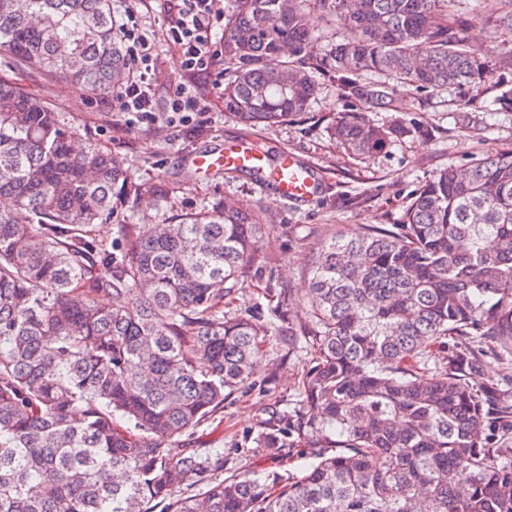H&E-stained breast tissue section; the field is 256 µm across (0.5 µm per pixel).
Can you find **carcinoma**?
I'll return each mask as SVG.
<instances>
[{"label": "carcinoma", "mask_w": 512, "mask_h": 512, "mask_svg": "<svg viewBox=\"0 0 512 512\" xmlns=\"http://www.w3.org/2000/svg\"><path fill=\"white\" fill-rule=\"evenodd\" d=\"M450 0H224V111L246 128L309 109L317 75L349 109L348 153L412 132L354 109L397 91L496 86L512 52L476 53ZM349 36L312 57L310 11ZM112 0H0V56L104 92L125 73ZM370 76L381 80L369 82ZM0 76V512H512V397L482 381L486 338L512 359V148L442 168L393 229L335 235L312 261L306 320L224 313L269 225L230 202L90 236L150 193L112 151ZM309 342L298 431L320 453L295 481L217 477L179 438L252 383L262 343ZM438 370L421 361L448 338Z\"/></svg>", "instance_id": "carcinoma-1"}]
</instances>
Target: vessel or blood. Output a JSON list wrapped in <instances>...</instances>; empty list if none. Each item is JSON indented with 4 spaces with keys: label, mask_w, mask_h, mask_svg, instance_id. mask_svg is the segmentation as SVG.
I'll return each mask as SVG.
<instances>
[{
    "label": "vessel or blood",
    "mask_w": 512,
    "mask_h": 512,
    "mask_svg": "<svg viewBox=\"0 0 512 512\" xmlns=\"http://www.w3.org/2000/svg\"><path fill=\"white\" fill-rule=\"evenodd\" d=\"M191 162L204 175L238 168L251 170L259 184L272 186L288 201H308L319 193V184L309 166L287 152L268 156L251 140H240L215 152L194 154Z\"/></svg>",
    "instance_id": "1"
}]
</instances>
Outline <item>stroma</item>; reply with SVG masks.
I'll return each instance as SVG.
<instances>
[{"label":"stroma","instance_id":"1","mask_svg":"<svg viewBox=\"0 0 512 512\" xmlns=\"http://www.w3.org/2000/svg\"><path fill=\"white\" fill-rule=\"evenodd\" d=\"M451 11L459 25L470 28L481 55L512 50V30L497 22L500 0H454ZM20 80L49 103L61 122L78 127V146L95 142L111 149L150 188L149 196L128 204L112 222L97 226L95 237L103 245L119 242L120 225L162 224L218 200L263 209L274 231L262 244V266L244 273L227 309L264 319L276 308L284 317L303 318L307 271L324 239L355 233L366 225L392 228L436 170L512 147V112L502 110L495 100L498 90L512 88L508 71L502 73L499 89L478 95L457 86L400 93L398 109L415 134L364 158L346 153L326 132L344 106L335 83L325 77L319 80L308 112L253 131L225 112L218 89L208 83L196 85L205 112L175 129L163 112L151 127H131L123 114L112 111L104 95L85 94L25 73ZM247 137L271 150L287 151L315 169L318 196L295 204L246 173H195L193 154ZM314 356L310 348H289L287 337H270L253 384L226 397L214 416L182 436L181 447L202 453L220 450L228 474L246 470L270 479L301 477L317 453L313 443L293 430L302 417L300 376ZM267 430L278 435V446L256 447V437Z\"/></svg>","mask_w":512,"mask_h":512}]
</instances>
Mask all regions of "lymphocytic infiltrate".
Wrapping results in <instances>:
<instances>
[{
  "mask_svg": "<svg viewBox=\"0 0 512 512\" xmlns=\"http://www.w3.org/2000/svg\"><path fill=\"white\" fill-rule=\"evenodd\" d=\"M151 2L138 0V8L124 9L114 20L115 31L124 48L127 73L123 83L112 92V109L128 114V124L132 127L153 125L161 109L175 122L185 121L190 114L202 111L203 105L189 81L213 75L219 66L213 30L216 23L222 21L223 14L216 7L217 0H165L167 39L178 55L185 78L170 83L165 103L157 104L155 43L151 23L141 11L142 6Z\"/></svg>",
  "mask_w": 512,
  "mask_h": 512,
  "instance_id": "f902f5d3",
  "label": "lymphocytic infiltrate"
}]
</instances>
